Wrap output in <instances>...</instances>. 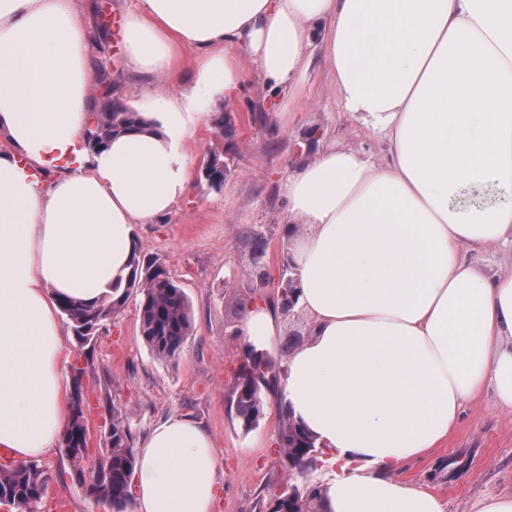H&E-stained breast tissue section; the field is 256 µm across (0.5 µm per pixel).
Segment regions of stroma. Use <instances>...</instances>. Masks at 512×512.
Segmentation results:
<instances>
[{"label": "stroma", "instance_id": "1", "mask_svg": "<svg viewBox=\"0 0 512 512\" xmlns=\"http://www.w3.org/2000/svg\"><path fill=\"white\" fill-rule=\"evenodd\" d=\"M132 0H79L94 46L88 68L90 90L103 79L119 81L125 103L149 106L166 95L165 80L127 73L120 31ZM306 94L295 102L263 99L255 81L237 93L205 102L204 115L188 148L203 159L224 144V183L211 190L195 185L166 215L136 225L138 250L159 255L189 297L194 331L180 357L156 360L138 328L134 302H127L101 329L90 353V409L86 414L90 456L98 466L105 405L129 413L136 437L172 415H185L209 432L220 458L222 483L215 512H258L256 503L269 477L280 471L275 442L281 421L268 403L258 426L242 433L225 411V400L244 350L241 324L250 277L246 228L264 231L269 241L268 273L277 277L282 229L288 222L284 184L292 169L336 145L365 155H382V133L367 129L343 112L331 79L312 64L302 80ZM223 113L231 129L215 133L213 118ZM51 477L42 512H105L71 477L62 448L40 459ZM398 476L421 481L445 500L447 512H471L476 500L512 492V411L501 408L492 391L466 406L447 444L429 456L402 461Z\"/></svg>", "mask_w": 512, "mask_h": 512}]
</instances>
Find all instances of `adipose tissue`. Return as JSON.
Returning a JSON list of instances; mask_svg holds the SVG:
<instances>
[{
	"instance_id": "1",
	"label": "adipose tissue",
	"mask_w": 512,
	"mask_h": 512,
	"mask_svg": "<svg viewBox=\"0 0 512 512\" xmlns=\"http://www.w3.org/2000/svg\"><path fill=\"white\" fill-rule=\"evenodd\" d=\"M121 38L128 71L175 90L92 155L76 0H0V448L22 462L56 445L58 300L125 282L135 225L191 191L202 99L255 78L298 100L315 42L344 111L381 128L387 151L328 147L288 176L310 337L280 391L328 454L325 512H447L395 469L445 445L484 390L512 410V273L463 255L512 248V0H134ZM280 331L277 310L248 306L245 344ZM136 453L131 512H212L220 461L196 420L160 421Z\"/></svg>"
}]
</instances>
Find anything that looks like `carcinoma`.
I'll return each instance as SVG.
<instances>
[{
	"label": "carcinoma",
	"mask_w": 512,
	"mask_h": 512,
	"mask_svg": "<svg viewBox=\"0 0 512 512\" xmlns=\"http://www.w3.org/2000/svg\"><path fill=\"white\" fill-rule=\"evenodd\" d=\"M95 128L86 132L85 145L90 152L105 147L113 137L142 128L140 114L125 103L112 107L102 101L94 112ZM250 244L253 267L265 262L266 240L246 231ZM283 291L280 311H288L295 304L297 286L295 280L283 276L279 283ZM135 299L138 308L139 329L144 343L160 361L170 362L179 358L188 337L193 331L192 307L189 297L177 281L169 275L165 261L157 255L134 252L132 270L125 284L112 287V295L95 303L75 299H63L60 313L72 331L77 346L84 350L94 346L99 330L112 319L129 299ZM280 363L267 350L249 346L242 355L241 373L233 386L230 411L234 412L238 425L249 431L258 423V416L271 398L278 399ZM281 417L280 440L287 455L297 456L298 469L304 474L316 468L318 458L304 452L316 447L311 437L286 410L278 404ZM87 421L81 409L65 428L64 439L74 477L84 482L87 460ZM102 462L95 478L98 488L112 503L113 512H128L131 506L130 487L136 465L135 434L127 413L114 406L109 410V422L101 437ZM51 475L36 460L20 462L9 468H0V499L31 502L36 507L43 505ZM266 495L259 500V508L265 512H310L323 509V494L319 486L309 482L305 485L307 498L301 504L288 505V488L281 482L271 481Z\"/></svg>",
	"instance_id": "1"
}]
</instances>
